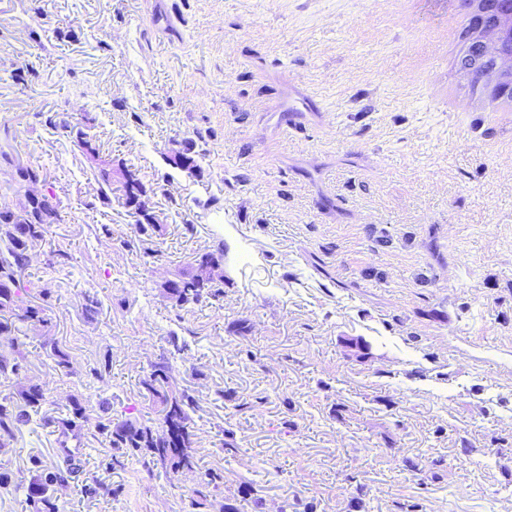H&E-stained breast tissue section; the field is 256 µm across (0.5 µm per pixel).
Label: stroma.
<instances>
[{"instance_id":"35a3bbf8","label":"stroma","mask_w":512,"mask_h":512,"mask_svg":"<svg viewBox=\"0 0 512 512\" xmlns=\"http://www.w3.org/2000/svg\"><path fill=\"white\" fill-rule=\"evenodd\" d=\"M448 13L0 0V200L38 167L61 216L27 269L51 322L23 324L21 368L0 375V398L45 396L0 446V512H29L35 462L63 459L61 512H512V123L436 95ZM291 84L307 98L281 135ZM50 116L92 118L101 155L153 187L151 241ZM189 140L194 174L168 161ZM217 245L219 296L179 307L164 282ZM159 362L196 402L190 472L95 432L159 424ZM74 400L89 417L64 441L46 422Z\"/></svg>"}]
</instances>
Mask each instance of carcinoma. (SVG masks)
Returning <instances> with one entry per match:
<instances>
[{
	"instance_id": "carcinoma-1",
	"label": "carcinoma",
	"mask_w": 512,
	"mask_h": 512,
	"mask_svg": "<svg viewBox=\"0 0 512 512\" xmlns=\"http://www.w3.org/2000/svg\"><path fill=\"white\" fill-rule=\"evenodd\" d=\"M46 122L59 130L84 154L98 161L97 181L102 198H108L112 192V180L118 174L125 178L122 188L126 205L133 208L143 222L136 225L137 231L144 236H151L157 228L155 218L146 208V198L153 189L146 186L138 171L124 163L112 165V159L101 158L96 147V138L91 133L87 118L83 123L73 124L65 120H56L49 116ZM39 170L32 167L18 166L13 176V189L20 192L29 183L39 180ZM59 221V211L54 196L36 195L28 205L17 212L8 206L0 205V335L9 336L16 330L15 320L36 321L46 324L49 318L46 309L40 305L24 301L21 293L28 288L24 278L29 263V252L39 241L43 240L48 227ZM224 261V245L213 250L197 254L191 270L167 281L166 293L179 306L197 303L203 298L217 296L215 286L205 283L198 275V270L208 262ZM168 384L166 367L157 364L145 382L148 391L161 399L165 405L164 428L157 433L149 427H141L130 421L115 423L112 418H98L95 428L108 440L113 448H125L132 452L146 450L160 461L168 458L177 459V466L190 469V449L194 433L190 413L195 411V403L189 395H178L165 390ZM23 405L11 400H0V443L14 438L20 426L30 419L29 411H38L45 402L41 387L30 386L21 393ZM87 418V410L76 403L72 408V417L62 418L59 424L64 431H75L80 421ZM70 471L65 466H50L41 469L28 486V503L32 512H58L51 491L59 484L68 481Z\"/></svg>"
}]
</instances>
